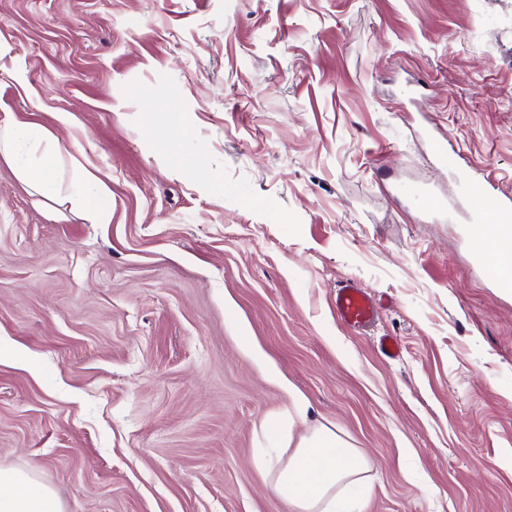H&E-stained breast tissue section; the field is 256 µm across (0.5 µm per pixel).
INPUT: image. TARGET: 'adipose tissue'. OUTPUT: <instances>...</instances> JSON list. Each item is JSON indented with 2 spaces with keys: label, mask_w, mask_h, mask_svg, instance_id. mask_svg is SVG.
<instances>
[{
  "label": "adipose tissue",
  "mask_w": 512,
  "mask_h": 512,
  "mask_svg": "<svg viewBox=\"0 0 512 512\" xmlns=\"http://www.w3.org/2000/svg\"><path fill=\"white\" fill-rule=\"evenodd\" d=\"M0 155L11 160L23 181L32 183L44 198L67 192L86 220L112 221V196L101 178L75 172L61 187L57 170L68 161L59 137L36 124H0ZM368 461L332 424L302 435L289 452L273 450L264 469L277 494L293 512H337L341 488L361 482ZM0 512H62L61 502L29 472L0 467Z\"/></svg>",
  "instance_id": "adipose-tissue-1"
}]
</instances>
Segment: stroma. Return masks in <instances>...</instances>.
<instances>
[{
	"label": "stroma",
	"instance_id": "1",
	"mask_svg": "<svg viewBox=\"0 0 512 512\" xmlns=\"http://www.w3.org/2000/svg\"><path fill=\"white\" fill-rule=\"evenodd\" d=\"M0 45V123L112 191L92 224L0 157L1 467L64 512H290L260 424L326 420L363 512H512V288L457 191L512 194V0H0ZM496 248L493 244H489L481 251H474V254L480 258L490 257L494 260L493 264L484 265L486 273L492 277L496 283L502 288H512V271L511 259L509 266V259L505 255L493 256ZM499 261V264L494 266V263ZM384 301L355 281L337 285L331 299L336 320L353 331H365L378 317Z\"/></svg>",
	"mask_w": 512,
	"mask_h": 512
}]
</instances>
